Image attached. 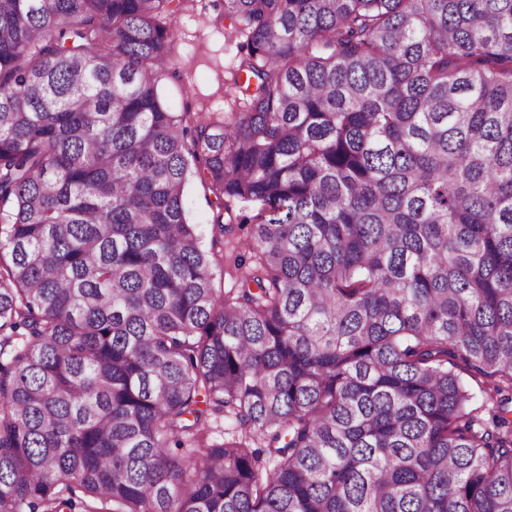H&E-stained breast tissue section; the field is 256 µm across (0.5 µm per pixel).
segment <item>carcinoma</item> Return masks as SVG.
<instances>
[{"label": "carcinoma", "instance_id": "cac0c4a2", "mask_svg": "<svg viewBox=\"0 0 512 512\" xmlns=\"http://www.w3.org/2000/svg\"><path fill=\"white\" fill-rule=\"evenodd\" d=\"M178 7L0 0V512H512V0H224L193 127ZM177 13L178 48L159 82L163 102L192 125L196 113L222 119L238 96L232 83L236 42L227 39L223 0H190ZM215 197L208 186L193 178L188 187L186 206L188 216L197 224L201 234L202 247L213 253L216 258L214 266V288L229 291L237 288L240 270L235 267V259L241 254L246 259L250 255L244 252L243 241L250 236L252 224H240L244 216L257 214L261 205L257 202L224 200V237L212 230V220L216 212Z\"/></svg>", "mask_w": 512, "mask_h": 512}]
</instances>
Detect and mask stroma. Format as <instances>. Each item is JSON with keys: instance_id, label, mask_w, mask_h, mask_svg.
Wrapping results in <instances>:
<instances>
[{"instance_id": "obj_1", "label": "stroma", "mask_w": 512, "mask_h": 512, "mask_svg": "<svg viewBox=\"0 0 512 512\" xmlns=\"http://www.w3.org/2000/svg\"><path fill=\"white\" fill-rule=\"evenodd\" d=\"M177 17L178 48L169 74L159 83L162 100L189 124L200 112L222 118L236 97L232 73L237 54L235 42L226 37L229 23L223 18V0H189ZM186 206L191 222L199 229L203 248L216 258L215 288L227 291L236 287L240 272L235 259L250 235L246 220L259 212V203L227 201L225 228L220 235L212 230L215 197L206 184L191 180Z\"/></svg>"}]
</instances>
